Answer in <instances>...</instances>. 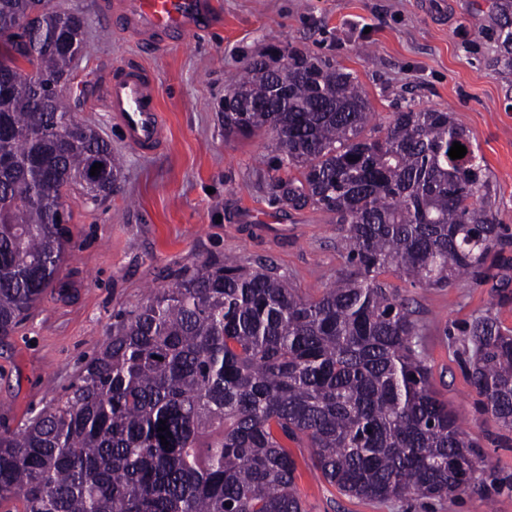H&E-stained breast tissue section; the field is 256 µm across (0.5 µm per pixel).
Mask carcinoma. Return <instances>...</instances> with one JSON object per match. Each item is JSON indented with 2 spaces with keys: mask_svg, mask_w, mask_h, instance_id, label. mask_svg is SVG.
<instances>
[{
  "mask_svg": "<svg viewBox=\"0 0 512 512\" xmlns=\"http://www.w3.org/2000/svg\"><path fill=\"white\" fill-rule=\"evenodd\" d=\"M498 10L512 53V0ZM85 47L79 16L0 0V339L61 269L70 212L57 200L96 201L123 175L58 91ZM371 118L357 77L326 59L283 46L246 66L224 130L271 132L273 169L298 172L272 178L271 194L334 215L346 270L314 299L271 264L230 258L148 289L63 394L0 428L3 512H306L303 466L381 502L474 482L479 444L432 385L416 310L380 275L435 288L487 272L501 232L486 164L447 111L409 106L383 136ZM455 142L467 153L453 160ZM461 344L478 410L511 431L512 330L488 311Z\"/></svg>",
  "mask_w": 512,
  "mask_h": 512,
  "instance_id": "cac0c4a2",
  "label": "carcinoma"
}]
</instances>
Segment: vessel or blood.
<instances>
[{
    "label": "vessel or blood",
    "instance_id": "1",
    "mask_svg": "<svg viewBox=\"0 0 512 512\" xmlns=\"http://www.w3.org/2000/svg\"><path fill=\"white\" fill-rule=\"evenodd\" d=\"M219 9L217 0H111L114 29L154 46L200 26ZM102 109L119 125L127 142L143 153L160 150L167 140L155 77L141 64L129 62L108 74Z\"/></svg>",
    "mask_w": 512,
    "mask_h": 512
}]
</instances>
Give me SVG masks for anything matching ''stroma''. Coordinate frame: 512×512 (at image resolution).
Masks as SVG:
<instances>
[{
	"label": "stroma",
	"mask_w": 512,
	"mask_h": 512,
	"mask_svg": "<svg viewBox=\"0 0 512 512\" xmlns=\"http://www.w3.org/2000/svg\"><path fill=\"white\" fill-rule=\"evenodd\" d=\"M101 0H52L85 20L87 49L72 64L70 100L125 160L107 198L73 195L61 287L48 289L0 341V426L37 415L94 355L118 314L181 268L235 256L272 261L302 295L315 297L345 266L330 214L281 210L268 190L275 172L268 133L224 131V97L243 68L287 45L354 73L373 124L385 130L407 105L451 112L488 168L502 246L483 277L438 288L383 281L420 311L436 391L455 409L481 460L470 488L447 499L391 503L351 498L302 471L307 512H512V432L476 408L459 364V339L475 316L497 312L512 330V54L501 45L496 0H220V14L160 52L113 32ZM137 59L156 78L167 147L144 155L101 112L104 72Z\"/></svg>",
	"instance_id": "obj_1"
}]
</instances>
